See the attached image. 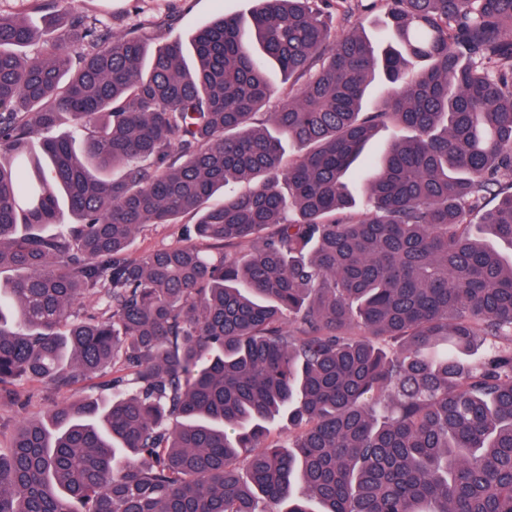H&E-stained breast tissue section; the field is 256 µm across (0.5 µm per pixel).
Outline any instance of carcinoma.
I'll use <instances>...</instances> for the list:
<instances>
[{
	"label": "carcinoma",
	"instance_id": "cac0c4a2",
	"mask_svg": "<svg viewBox=\"0 0 512 512\" xmlns=\"http://www.w3.org/2000/svg\"><path fill=\"white\" fill-rule=\"evenodd\" d=\"M382 2V53L332 34L359 0H257L153 52L64 8L35 59L0 13V403L109 392L16 428L0 512H512V0ZM390 125L414 135L356 214ZM184 215L224 249L130 255Z\"/></svg>",
	"mask_w": 512,
	"mask_h": 512
}]
</instances>
